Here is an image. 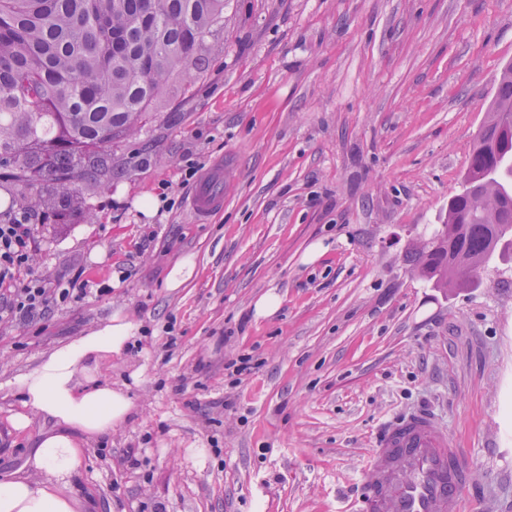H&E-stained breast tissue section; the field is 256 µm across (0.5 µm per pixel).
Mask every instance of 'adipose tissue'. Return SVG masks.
Returning <instances> with one entry per match:
<instances>
[{
	"label": "adipose tissue",
	"mask_w": 512,
	"mask_h": 512,
	"mask_svg": "<svg viewBox=\"0 0 512 512\" xmlns=\"http://www.w3.org/2000/svg\"><path fill=\"white\" fill-rule=\"evenodd\" d=\"M137 326L120 318L51 351L14 385L23 412L15 431L29 428L32 416L50 421L29 453L24 475L0 480V512H83L73 489L85 463V449L126 422L134 404L122 387L98 380L105 355L121 354Z\"/></svg>",
	"instance_id": "adipose-tissue-1"
}]
</instances>
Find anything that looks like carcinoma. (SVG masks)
Returning a JSON list of instances; mask_svg holds the SVG:
<instances>
[{
	"mask_svg": "<svg viewBox=\"0 0 512 512\" xmlns=\"http://www.w3.org/2000/svg\"><path fill=\"white\" fill-rule=\"evenodd\" d=\"M0 184L10 204L74 224L77 190L112 180V145L145 123L186 67L224 43V0H0ZM512 64L473 143L460 193L412 270L433 288H476L512 254Z\"/></svg>",
	"mask_w": 512,
	"mask_h": 512,
	"instance_id": "obj_1",
	"label": "carcinoma"
}]
</instances>
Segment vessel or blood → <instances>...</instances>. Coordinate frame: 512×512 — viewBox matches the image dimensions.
I'll return each instance as SVG.
<instances>
[{"label": "vessel or blood", "instance_id": "b4317fda", "mask_svg": "<svg viewBox=\"0 0 512 512\" xmlns=\"http://www.w3.org/2000/svg\"><path fill=\"white\" fill-rule=\"evenodd\" d=\"M224 205V167L199 179L190 208L204 221ZM470 466L448 431L425 410L385 422L357 478L353 512H459Z\"/></svg>", "mask_w": 512, "mask_h": 512}]
</instances>
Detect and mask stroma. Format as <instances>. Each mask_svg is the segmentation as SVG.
Instances as JSON below:
<instances>
[{"label": "stroma", "instance_id": "obj_1", "mask_svg": "<svg viewBox=\"0 0 512 512\" xmlns=\"http://www.w3.org/2000/svg\"><path fill=\"white\" fill-rule=\"evenodd\" d=\"M511 62L512 0H226L223 50L113 147L87 218L34 227L32 275L88 292L0 324V477L46 427L12 431L15 378L118 314L138 330L100 377L135 408L86 451L88 512H344L380 425L420 408L471 463L460 512H512V258L448 294L409 258ZM190 160L224 164L203 223ZM163 193L173 208L141 212ZM243 357L256 369L231 376Z\"/></svg>", "mask_w": 512, "mask_h": 512}]
</instances>
